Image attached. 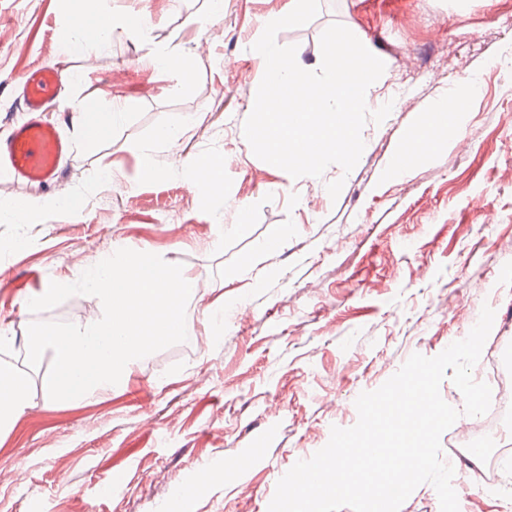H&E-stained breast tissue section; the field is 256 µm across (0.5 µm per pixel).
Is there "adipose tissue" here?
<instances>
[{"label":"adipose tissue","mask_w":512,"mask_h":512,"mask_svg":"<svg viewBox=\"0 0 512 512\" xmlns=\"http://www.w3.org/2000/svg\"><path fill=\"white\" fill-rule=\"evenodd\" d=\"M112 24L99 26L96 39H89L90 25L82 8H75L69 17L67 44L73 54H84L89 46L108 49L112 43ZM448 100L439 98L432 101L423 121L407 136L405 144L392 162L393 177H403L415 159L448 138ZM117 119L115 112L101 108L96 101L81 102L76 120L84 129L86 149H94L112 129Z\"/></svg>","instance_id":"adipose-tissue-1"}]
</instances>
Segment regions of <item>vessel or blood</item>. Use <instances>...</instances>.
Masks as SVG:
<instances>
[{"label": "vessel or blood", "instance_id": "obj_1", "mask_svg": "<svg viewBox=\"0 0 512 512\" xmlns=\"http://www.w3.org/2000/svg\"><path fill=\"white\" fill-rule=\"evenodd\" d=\"M61 86L60 73L47 67H31L22 79L19 109L29 118L0 141V166L15 183L47 187L60 177L70 145L55 126L42 121L41 114L57 100Z\"/></svg>", "mask_w": 512, "mask_h": 512}]
</instances>
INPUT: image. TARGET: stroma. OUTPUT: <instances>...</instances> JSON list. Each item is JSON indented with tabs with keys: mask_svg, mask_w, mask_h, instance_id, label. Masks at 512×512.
Masks as SVG:
<instances>
[{
	"mask_svg": "<svg viewBox=\"0 0 512 512\" xmlns=\"http://www.w3.org/2000/svg\"><path fill=\"white\" fill-rule=\"evenodd\" d=\"M68 0H0V138L26 116L17 107L34 65L73 74L44 114L71 142L61 181L14 183L0 168V200L38 203L34 224H0V314L12 334L34 320L77 322L97 297L75 295L33 314L20 301L73 280L79 262L117 249L153 253L211 280L225 306L244 300L248 326L211 333L196 300V334L133 366L124 388L79 403L46 399L34 374V406L0 435V512H268L277 481L324 447L332 427L358 419L355 400L378 389L414 353H441L468 335L483 306L494 312L473 377L512 380V0H319L309 23L281 30L307 70L321 64L332 23L354 31L385 64L367 97L395 106L367 122V147L351 172L292 178L257 158L243 135L265 62L253 51L289 0H95L90 23L138 20L112 33V48L65 49ZM223 38L210 40L213 23ZM167 47L164 72L152 54ZM478 78L447 144L410 174L390 166L429 104ZM118 111L94 151L71 114L82 99ZM190 124L178 149H149L157 127ZM225 158L223 182L196 183L195 162ZM343 180L338 198L326 185ZM77 194L80 208L48 198ZM194 204L184 208L180 197ZM441 437L442 457L471 475L488 453L512 472V412L476 438L473 460Z\"/></svg>",
	"mask_w": 512,
	"mask_h": 512,
	"instance_id": "35a3bbf8",
	"label": "stroma"
}]
</instances>
